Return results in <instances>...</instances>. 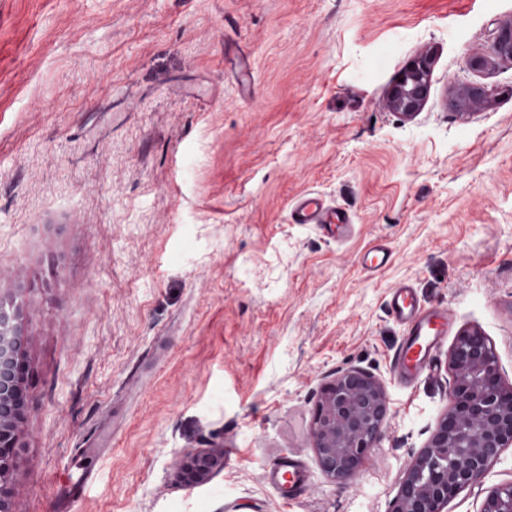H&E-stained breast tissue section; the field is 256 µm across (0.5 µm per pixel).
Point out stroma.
<instances>
[{"mask_svg":"<svg viewBox=\"0 0 512 512\" xmlns=\"http://www.w3.org/2000/svg\"><path fill=\"white\" fill-rule=\"evenodd\" d=\"M507 27L512 0H0V268L23 271L0 295L31 335L14 512H390L450 406L458 336L482 332L512 385ZM425 53L406 117L387 91ZM307 192L348 236L289 223ZM376 241L393 259L369 272ZM400 282L454 315L409 385ZM350 368L389 413L347 487L310 427ZM208 448L223 469L181 482L174 458ZM287 461L295 497L270 477ZM511 482L512 447L445 512Z\"/></svg>","mask_w":512,"mask_h":512,"instance_id":"obj_1","label":"stroma"}]
</instances>
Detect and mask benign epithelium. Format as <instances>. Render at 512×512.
I'll list each match as a JSON object with an SVG mask.
<instances>
[{"label":"benign epithelium","mask_w":512,"mask_h":512,"mask_svg":"<svg viewBox=\"0 0 512 512\" xmlns=\"http://www.w3.org/2000/svg\"><path fill=\"white\" fill-rule=\"evenodd\" d=\"M431 60L407 65L389 92L391 107L412 115L423 106ZM30 335L21 307L0 299V512H13L10 476L19 464V432L30 400L25 360ZM451 407L412 461L390 512H443L448 501L475 483L505 448L512 447V386L502 383L498 358L480 331H465L453 346ZM389 403L373 376L350 369L322 390L311 438L322 469L344 485L359 476L383 437ZM223 451L206 449L180 458L188 485L210 478ZM481 512H512V483L488 494Z\"/></svg>","instance_id":"obj_1"}]
</instances>
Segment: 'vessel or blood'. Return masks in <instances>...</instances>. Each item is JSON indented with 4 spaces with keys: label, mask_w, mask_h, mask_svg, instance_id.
I'll use <instances>...</instances> for the list:
<instances>
[{
    "label": "vessel or blood",
    "mask_w": 512,
    "mask_h": 512,
    "mask_svg": "<svg viewBox=\"0 0 512 512\" xmlns=\"http://www.w3.org/2000/svg\"><path fill=\"white\" fill-rule=\"evenodd\" d=\"M288 221L317 225L332 237L343 233L351 218L345 210L327 204L318 194L307 193L291 205ZM387 310L408 331L405 345L394 356L396 375L407 383L430 367L436 348L448 335L452 317L448 310L423 305L413 285L408 283L392 288Z\"/></svg>",
    "instance_id": "b4317fda"
}]
</instances>
